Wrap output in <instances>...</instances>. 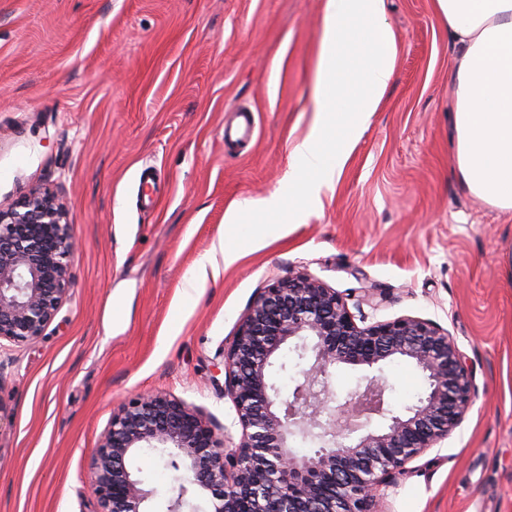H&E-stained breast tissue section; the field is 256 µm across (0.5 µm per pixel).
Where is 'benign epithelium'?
<instances>
[{"instance_id": "7a95c632", "label": "benign epithelium", "mask_w": 512, "mask_h": 512, "mask_svg": "<svg viewBox=\"0 0 512 512\" xmlns=\"http://www.w3.org/2000/svg\"><path fill=\"white\" fill-rule=\"evenodd\" d=\"M75 252L66 209L52 190L0 204V340L24 344L42 335L73 290ZM366 320L309 273L271 284L223 349L224 396L242 428L239 443L227 446L210 418L180 399L133 396L113 412L90 456L91 512H149L154 490L134 466L145 448L167 454L177 472L167 512H196L199 504L205 512H383V490L462 424L473 405L472 378L437 323ZM290 342L313 362L292 398L282 399L271 369ZM394 360L425 380L424 392L402 410L385 405L381 377L343 401L330 387L329 369L338 364L372 370ZM374 415L382 422L372 429ZM296 436L317 449L295 453Z\"/></svg>"}]
</instances>
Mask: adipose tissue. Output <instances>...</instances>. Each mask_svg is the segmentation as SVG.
<instances>
[{
    "mask_svg": "<svg viewBox=\"0 0 512 512\" xmlns=\"http://www.w3.org/2000/svg\"><path fill=\"white\" fill-rule=\"evenodd\" d=\"M384 0H325L312 100L313 118L290 152L282 190L245 200L228 214L220 242L225 262L238 255L242 220L295 222L319 209L351 147L392 81L397 36ZM459 61L448 74L454 98V153L460 178L477 200L512 212V0H436Z\"/></svg>",
    "mask_w": 512,
    "mask_h": 512,
    "instance_id": "1",
    "label": "adipose tissue"
}]
</instances>
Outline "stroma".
<instances>
[{"label": "stroma", "mask_w": 512, "mask_h": 512, "mask_svg": "<svg viewBox=\"0 0 512 512\" xmlns=\"http://www.w3.org/2000/svg\"><path fill=\"white\" fill-rule=\"evenodd\" d=\"M324 3L0 0V203L52 188L80 244L54 321L0 344V512H88L90 455L137 394L183 400L239 439L223 347L296 272L354 300L376 289L369 321L438 323L472 372L461 426L407 464L387 512H512V214L458 177L456 50L435 0H385L395 76L322 209L245 229L236 261L194 279L235 203L284 183L311 120ZM241 108L254 131L225 148ZM381 375L395 409L423 390L406 362ZM138 464L164 512L171 470L156 452Z\"/></svg>", "instance_id": "35a3bbf8"}]
</instances>
